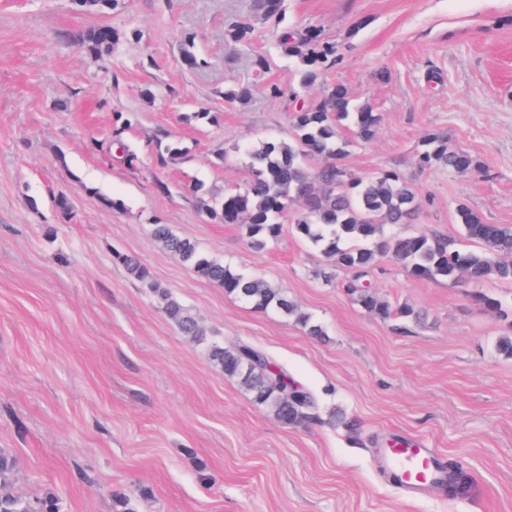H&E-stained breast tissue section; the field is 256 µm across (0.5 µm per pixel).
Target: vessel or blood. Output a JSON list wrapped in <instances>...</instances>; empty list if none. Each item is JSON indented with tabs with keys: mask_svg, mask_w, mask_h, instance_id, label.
Instances as JSON below:
<instances>
[{
	"mask_svg": "<svg viewBox=\"0 0 512 512\" xmlns=\"http://www.w3.org/2000/svg\"><path fill=\"white\" fill-rule=\"evenodd\" d=\"M381 463L404 496L416 498L433 487H445L448 463L435 449L402 439L388 443L380 452Z\"/></svg>",
	"mask_w": 512,
	"mask_h": 512,
	"instance_id": "1",
	"label": "vessel or blood"
}]
</instances>
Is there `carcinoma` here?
I'll list each match as a JSON object with an SVG mask.
<instances>
[{"label":"carcinoma","mask_w":512,"mask_h":512,"mask_svg":"<svg viewBox=\"0 0 512 512\" xmlns=\"http://www.w3.org/2000/svg\"><path fill=\"white\" fill-rule=\"evenodd\" d=\"M274 22L276 42L282 53L297 59V88L268 82L267 97H288L294 109L290 129L284 137L248 143L243 151L249 160L250 178L244 185L213 193L198 182L180 186L181 193L194 198L206 214L220 224H238L245 230L251 248L264 250L278 239L288 223L298 237L318 248L333 260L334 266L360 278L383 258L400 263L418 280H459L481 286L490 282H512V227L489 224L482 215L465 203L455 208V221L465 248L454 239L422 230L407 234H387L388 224H413L419 203L412 181L395 170H384L372 177L354 173L344 159L350 141L341 130L353 132L358 143L373 139L381 115L368 105L357 104L342 84L323 87L321 94L304 100L297 89L315 84L322 72L340 60L339 46L323 37L313 25L303 28L281 26L285 17V0H253L251 15L239 16L224 24V43L248 47L255 39L251 17ZM124 33L112 29V36L100 33V27L87 30L79 41L87 57L94 61L112 55ZM184 63L191 69H205L207 59L195 51L194 38H184ZM271 59L255 53L251 59L253 77L271 70ZM254 91L252 81H232L224 88V100L244 103ZM131 121L115 114L108 142L101 150L119 162L134 166L138 149L127 134ZM155 166L165 169L186 156L181 143L164 131L153 136ZM416 165L424 172L442 168L450 175L467 174L480 168L478 160L462 147L448 145V136L428 132L421 140ZM152 233L169 252L179 256L193 272L224 289L230 297L253 309L275 311L301 325L310 336H323L321 325L302 312L288 295L265 279L246 274L203 253L197 243L172 231L167 224H155ZM128 275L160 297L164 311L178 329L205 344L213 366L233 379L251 401L284 425H294L311 418L316 402L312 392L299 385L288 369L264 350L250 344L226 348L207 338L198 319L157 285L149 270L133 256H114ZM348 291L364 309L383 318L391 315L389 305L380 302L366 287L349 286ZM472 300L486 311L502 312L501 301L492 294L477 292ZM15 459L0 452V512H64L55 496L21 498L8 490Z\"/></svg>","instance_id":"cac0c4a2"}]
</instances>
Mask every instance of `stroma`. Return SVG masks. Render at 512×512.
<instances>
[{
	"label": "stroma",
	"mask_w": 512,
	"mask_h": 512,
	"mask_svg": "<svg viewBox=\"0 0 512 512\" xmlns=\"http://www.w3.org/2000/svg\"><path fill=\"white\" fill-rule=\"evenodd\" d=\"M286 6L289 24L319 26L340 45L324 82L381 115L375 138L351 146L346 164L363 176L394 169L416 186V225L391 233L459 238L461 202L512 226V0ZM250 7L117 0L96 15L72 0H0V450L15 459L13 493L54 494L65 512H113L118 489L137 512H512V360L495 350L512 334V283L480 289L502 301L495 315L472 301L474 287L417 280L385 261L365 282L418 317L384 319L355 302L350 273L321 279L329 260L292 230L258 252L241 226L211 220L178 192L191 180L216 191L244 184L241 144L289 130V101L260 90L243 104L223 96L226 83L250 77L253 51L273 62L267 80L287 84L296 67L268 22L256 21L254 49L225 46V18ZM98 25L125 34L99 65L74 43ZM190 34L206 69L183 63ZM201 109L218 123L193 120ZM117 112L140 148L131 167L99 148ZM161 129L188 149L165 170L147 148ZM431 130L467 148L481 173L418 172ZM60 193L74 213L67 224L53 205ZM156 223L282 288L324 336L225 295L155 240ZM118 253L148 267L224 346L251 344L283 363L315 392L316 419L287 426L252 403L115 264ZM393 437L458 465L467 493L404 499L378 463Z\"/></svg>",
	"instance_id": "1"
}]
</instances>
